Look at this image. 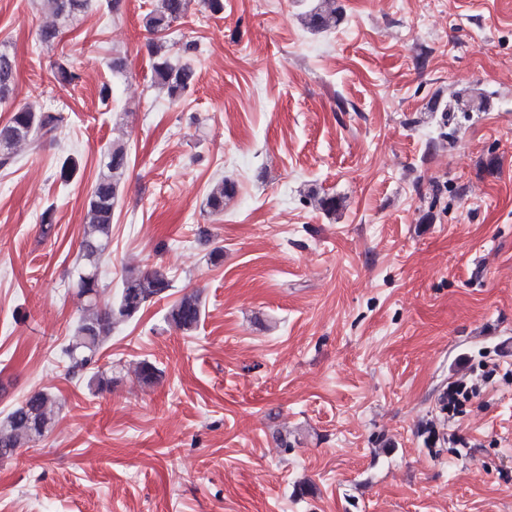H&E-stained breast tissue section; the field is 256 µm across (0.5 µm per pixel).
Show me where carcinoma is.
<instances>
[{
	"mask_svg": "<svg viewBox=\"0 0 512 512\" xmlns=\"http://www.w3.org/2000/svg\"><path fill=\"white\" fill-rule=\"evenodd\" d=\"M50 14L62 21L72 20L88 7V0H43ZM189 0H159L158 8L144 17V26L156 36L152 44L154 83L164 89L171 100L178 99L195 79V69L188 62L174 61L166 52V36L174 22L188 10ZM305 22L313 30H325L336 24V0H321L305 14ZM14 68L9 55L0 53V101L13 90ZM488 99L457 95L446 112H481ZM61 122L52 112L35 111L23 106L12 113L0 128V167L14 161V150L51 133ZM129 149L114 141L101 157L99 173L88 194L85 224L80 253L74 270L72 286L85 297L86 304L76 321L68 343L61 349L68 372L75 377L88 376L87 384L97 391L112 388L113 379L98 369L101 350L111 337L113 328L137 316L148 303L168 297L172 288L169 273L154 267L146 270L127 269L121 277L119 294L106 309L98 306L101 279L89 281L90 275L100 272L103 257L112 242L114 208L126 177ZM236 195V183L229 177L214 181L207 193L205 206L212 215L224 213V208ZM202 316V299L196 291L184 292L167 308L164 322L183 334L193 333ZM53 399L45 391H37L16 405L0 419V461L9 460L17 451L43 438L53 427Z\"/></svg>",
	"mask_w": 512,
	"mask_h": 512,
	"instance_id": "carcinoma-1",
	"label": "carcinoma"
}]
</instances>
